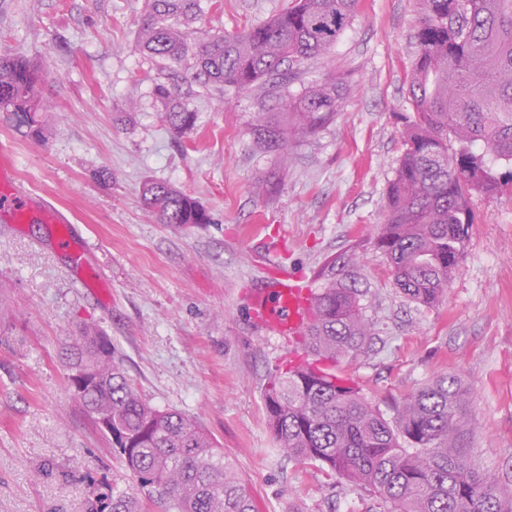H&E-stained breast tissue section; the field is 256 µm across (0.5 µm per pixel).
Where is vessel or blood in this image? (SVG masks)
Listing matches in <instances>:
<instances>
[{"label": "vessel or blood", "mask_w": 512, "mask_h": 512, "mask_svg": "<svg viewBox=\"0 0 512 512\" xmlns=\"http://www.w3.org/2000/svg\"><path fill=\"white\" fill-rule=\"evenodd\" d=\"M0 207L9 209L16 221H28L30 205L16 184L9 158L0 159ZM253 308L261 312L264 326L282 337L299 335L313 316L309 289L294 277L271 281L269 288L252 294Z\"/></svg>", "instance_id": "1"}]
</instances>
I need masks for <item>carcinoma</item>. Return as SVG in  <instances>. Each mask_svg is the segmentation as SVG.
<instances>
[{"label": "carcinoma", "instance_id": "obj_1", "mask_svg": "<svg viewBox=\"0 0 512 512\" xmlns=\"http://www.w3.org/2000/svg\"><path fill=\"white\" fill-rule=\"evenodd\" d=\"M416 58L409 85L412 112L401 115L402 153L389 181L376 246L395 286L410 300H440L474 223L469 200L512 190V0H419ZM356 0H294L244 32L202 38L192 22L200 0H146L138 51L191 70L190 78L238 92L277 87L284 74L335 46ZM350 85L330 75L300 96L281 94L277 114L259 112L256 142L288 158V147L337 112ZM157 96L171 132L191 133L196 112L177 86ZM41 75L25 57L0 53V111L42 135ZM511 166L493 172L492 164ZM145 209L158 224H207L206 210L170 185L150 181ZM305 332L314 358H295L267 378L268 423L280 448L301 465L319 463L353 491L380 500L386 512H512L498 483L472 459L465 420L470 392L445 374L384 417L349 379L340 357L360 349L371 325L357 290L330 281L314 293ZM74 400L117 451L136 486L129 493L93 483L85 512H258L224 449L193 420L149 404L112 360V341L84 328L64 347Z\"/></svg>", "mask_w": 512, "mask_h": 512}]
</instances>
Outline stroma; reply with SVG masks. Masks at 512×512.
Returning a JSON list of instances; mask_svg holds the SVG:
<instances>
[{
    "label": "stroma",
    "instance_id": "35a3bbf8",
    "mask_svg": "<svg viewBox=\"0 0 512 512\" xmlns=\"http://www.w3.org/2000/svg\"><path fill=\"white\" fill-rule=\"evenodd\" d=\"M290 0H202L200 34L266 21ZM144 0H0V48L43 71V136L0 112V148L35 205L51 204L86 246L88 278L56 250V225L0 210V512H84L93 480L126 488L117 453L72 399L59 353L92 325L149 403L181 412L221 444L259 512H384L383 504L278 448L263 404L269 370L295 344L253 319L251 291L299 274L354 286L372 324L342 360L386 418L442 374L472 393L476 463L512 495V193L473 194L475 222L438 304L396 288L376 247L401 156L418 0H357L336 46L304 64L298 95L336 72L353 88L334 118L292 142L287 161L256 144L252 93L198 82L182 92L196 127L176 139L160 117L168 78L136 48ZM164 181L206 208L171 226L142 204ZM77 477L44 479V461Z\"/></svg>",
    "mask_w": 512,
    "mask_h": 512
}]
</instances>
